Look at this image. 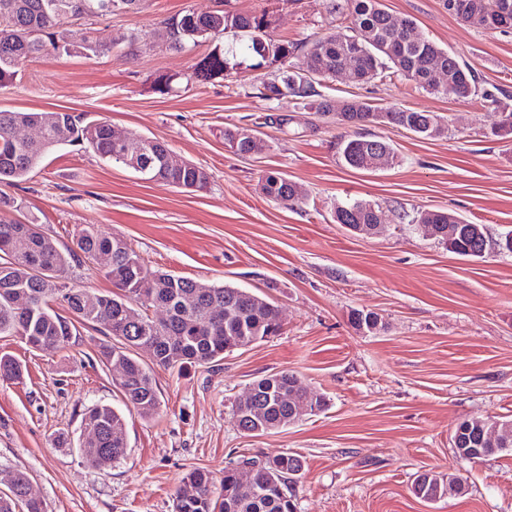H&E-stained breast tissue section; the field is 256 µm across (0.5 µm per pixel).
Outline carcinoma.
Returning a JSON list of instances; mask_svg holds the SVG:
<instances>
[{
	"label": "carcinoma",
	"mask_w": 512,
	"mask_h": 512,
	"mask_svg": "<svg viewBox=\"0 0 512 512\" xmlns=\"http://www.w3.org/2000/svg\"><path fill=\"white\" fill-rule=\"evenodd\" d=\"M455 3L452 14L478 28L512 29V0H443ZM77 0H0V86L12 82L30 59L52 50L83 53L98 49L84 32L65 26ZM349 13L326 35L305 44L276 39L268 32L266 14H239L225 9L197 13L187 10L162 23V28L144 33L171 49H182L226 32H242L248 37L245 57L237 59L234 50L214 48L193 67V77L206 81L229 73L236 66L258 68L264 62L263 50H271L281 60L277 69L286 70V92L275 84L261 82L260 95L267 101L290 99L322 116L333 115L336 122L360 129L392 125L423 138L448 134V123L434 112L402 108L379 111L367 102L350 100L338 105L321 94L316 84L323 79L349 72L354 84L369 82L391 67L416 87L436 94L442 82L458 83L461 98L477 97L482 106L500 115L492 129L497 137L512 136V112L508 104L479 86L476 76L458 56L439 47L417 30L412 21L402 30L392 26L391 16L381 0H347ZM306 54L307 70L295 69L291 59ZM36 125L40 136L20 142L13 131ZM377 137L353 136L341 144V157L348 167L372 171L379 167ZM85 144L105 164L133 170L142 179L180 188L186 192L204 189L207 172L189 162H177L168 144L151 136L133 134L130 141L117 140L111 125L103 120L83 121L69 112L0 111V183L23 181L52 150L67 144ZM224 144L242 156L260 154L267 148L258 131L243 127L224 129ZM261 193L269 200L292 207L301 202L296 183L277 172L265 173L259 181ZM336 223L359 235H368L383 223L382 207L371 201H355L336 206ZM402 218L423 236L446 245L462 257L482 258V251L512 252V231L494 238L482 224H468L452 212L422 210ZM30 238L29 250L16 255L10 247L14 235ZM120 236L107 234L97 224H87L73 237L72 244L60 247L46 235L36 219L27 222L0 220V335L19 336L26 329L45 348H65L79 334V327H102L109 337L99 351L101 362L123 366L116 380L126 403L145 419L159 413L161 402L151 365L167 369L186 364L220 365L224 353L244 348L276 336L282 328L278 307L245 289L229 285H207L189 278L151 270L130 246L116 252L112 265L101 270L117 291L108 294L75 288L68 283L74 268L94 269V255L112 250ZM350 322L359 331L374 334L383 322L373 311L354 310ZM143 341L157 343L152 364L141 362L135 349ZM22 373L18 362L0 356V378L17 380ZM298 377L281 371L264 375L250 384L253 399L262 407L259 422L244 426L252 435L291 424L298 412L297 402L306 403L315 415L327 406L322 394L295 391ZM283 394H276V390ZM497 428L488 435L481 418L460 423L461 433L453 446L459 458L476 460L512 451V420H496ZM100 431L98 443H78V451L91 465L104 468L123 458L128 448L125 420L109 405L88 410L82 428ZM235 466L224 467L219 494H214V478L204 469L192 468L182 479L173 499V512H295V473L303 470L301 458L290 452L273 458L241 456ZM254 467L255 491L240 488L236 466ZM17 491L0 495V512H44L36 500L22 496L28 474L11 469ZM464 480L454 473L425 472L415 479L413 493L431 501L461 494Z\"/></svg>",
	"instance_id": "cac0c4a2"
}]
</instances>
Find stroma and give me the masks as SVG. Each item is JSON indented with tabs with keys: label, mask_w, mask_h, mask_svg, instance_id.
Masks as SVG:
<instances>
[{
	"label": "stroma",
	"mask_w": 512,
	"mask_h": 512,
	"mask_svg": "<svg viewBox=\"0 0 512 512\" xmlns=\"http://www.w3.org/2000/svg\"><path fill=\"white\" fill-rule=\"evenodd\" d=\"M267 13L270 33L302 43L332 21L345 0H143L138 12L76 16L93 32L97 53H51L27 62L0 87V110L65 111L104 119L119 134L164 139L175 155L209 175L186 193L141 180L101 162L91 149H55L27 179L0 183L21 199L59 246L84 225L123 236L152 269L198 282L248 289L275 303L281 335L225 353L220 369L155 368L161 407L141 418L127 408L112 371L100 361L102 333L81 329L66 349H34L0 336V355L20 362L21 379L0 380V464L27 472L46 512H172L184 474L202 468L221 480L237 455H301L297 512H512V453L472 463L451 437L465 419H512V253L463 258L399 220L400 212L455 211L491 235L512 229V141L492 137L494 111L451 92L429 94L392 72L355 85L323 82L336 102L357 99L449 118L445 137L426 140L390 126L365 132L388 141L398 163L374 171L347 167L339 153L352 128L285 99L259 97L265 74L242 69L206 83L193 66L214 48L236 46L226 33L177 51L143 31L187 10L218 4ZM394 20L454 52L482 87L512 97V31L460 21L442 0H382ZM175 75L172 92H156L159 74ZM290 117L260 126L271 112ZM260 126L268 149L241 157L224 146V130ZM300 187L290 208L259 190L264 172ZM381 205L385 225L356 235L334 217L337 204ZM377 312L385 328L356 330L352 310ZM287 371L325 411L277 430L247 436L232 403L261 376ZM121 412L128 448L107 469L89 465L76 443L87 408ZM71 442L58 444L59 432ZM465 473L469 486L437 502L416 497L426 471Z\"/></svg>",
	"instance_id": "stroma-1"
}]
</instances>
